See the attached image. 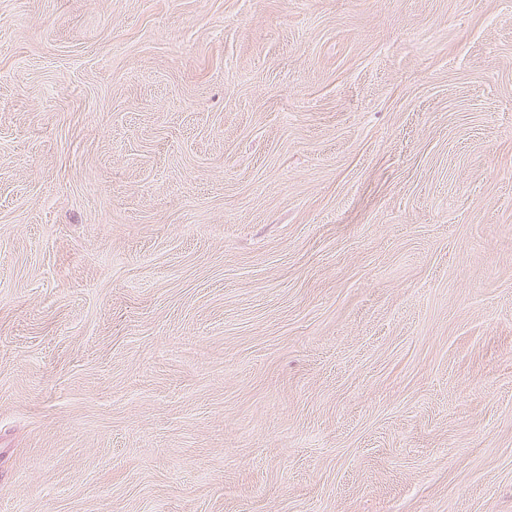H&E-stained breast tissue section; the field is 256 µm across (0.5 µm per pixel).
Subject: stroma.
<instances>
[{"label": "stroma", "instance_id": "1", "mask_svg": "<svg viewBox=\"0 0 512 512\" xmlns=\"http://www.w3.org/2000/svg\"><path fill=\"white\" fill-rule=\"evenodd\" d=\"M0 512H512V0H0Z\"/></svg>", "mask_w": 512, "mask_h": 512}]
</instances>
